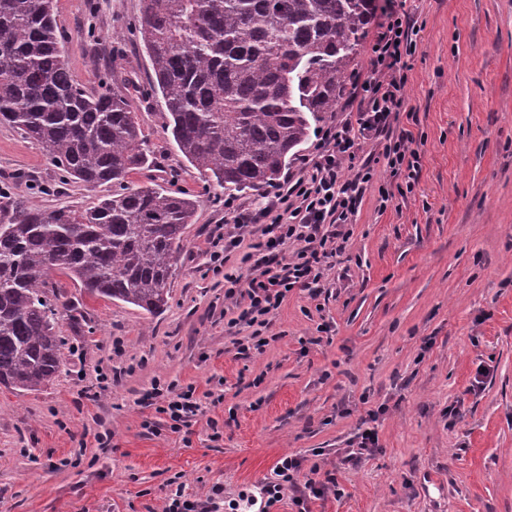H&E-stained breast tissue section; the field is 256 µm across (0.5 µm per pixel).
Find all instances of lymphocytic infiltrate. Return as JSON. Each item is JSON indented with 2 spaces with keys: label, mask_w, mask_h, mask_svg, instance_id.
Returning a JSON list of instances; mask_svg holds the SVG:
<instances>
[{
  "label": "lymphocytic infiltrate",
  "mask_w": 512,
  "mask_h": 512,
  "mask_svg": "<svg viewBox=\"0 0 512 512\" xmlns=\"http://www.w3.org/2000/svg\"><path fill=\"white\" fill-rule=\"evenodd\" d=\"M421 25L403 7L387 5L378 18L370 45L367 75H353L348 118L328 127L299 176L275 186L261 208L225 201L230 228L216 235L208 250L209 270L224 279V298L248 299L239 322L267 328L289 292L317 293L325 259L336 256L351 236L349 225L369 187H377L380 204L391 194L375 182L377 160H385L392 176L413 189L421 171V154L409 134L393 135L405 98L409 61L416 54ZM382 143L380 157L363 152L365 141ZM294 253L284 250L288 242ZM242 250L243 271H227L231 252ZM194 388H154L159 413L179 430L198 408Z\"/></svg>",
  "instance_id": "obj_1"
}]
</instances>
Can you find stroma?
Masks as SVG:
<instances>
[{
    "label": "stroma",
    "mask_w": 512,
    "mask_h": 512,
    "mask_svg": "<svg viewBox=\"0 0 512 512\" xmlns=\"http://www.w3.org/2000/svg\"><path fill=\"white\" fill-rule=\"evenodd\" d=\"M73 81L111 77L153 165L134 173L198 200L167 307L146 314L52 274L86 318L60 317L63 364L35 392L0 389V512H161L171 493L245 512L284 456L333 485L309 512H512V0H406L422 25L396 131L420 145L413 192L380 207L366 191L321 292L293 290L275 341L237 353L224 280L207 271L225 200L167 139L135 31L139 0H54ZM0 222L19 201L86 208L108 185L61 183L41 149L0 124ZM117 373L96 398L97 371ZM194 386L199 409L174 432L154 383ZM379 446L355 467L337 449L364 429ZM111 431L109 447L96 436Z\"/></svg>",
    "instance_id": "obj_1"
}]
</instances>
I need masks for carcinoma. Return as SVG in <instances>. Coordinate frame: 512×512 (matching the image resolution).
<instances>
[{
  "instance_id": "obj_1",
  "label": "carcinoma",
  "mask_w": 512,
  "mask_h": 512,
  "mask_svg": "<svg viewBox=\"0 0 512 512\" xmlns=\"http://www.w3.org/2000/svg\"><path fill=\"white\" fill-rule=\"evenodd\" d=\"M380 0H140L138 28L178 157L210 186L273 184L325 114ZM0 122L36 141L61 181L112 185L85 209L19 204L0 224V387L38 391L62 365L51 289L60 272L92 297L163 311L197 199L128 178L152 151L126 97L70 77L53 0H0Z\"/></svg>"
}]
</instances>
